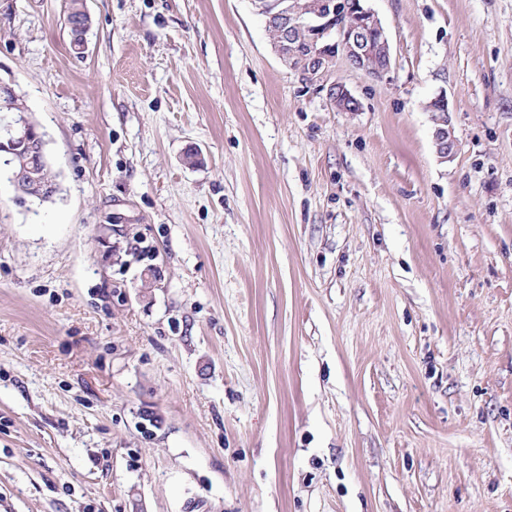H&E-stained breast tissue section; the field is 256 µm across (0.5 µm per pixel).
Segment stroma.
Masks as SVG:
<instances>
[{
    "instance_id": "1",
    "label": "stroma",
    "mask_w": 512,
    "mask_h": 512,
    "mask_svg": "<svg viewBox=\"0 0 512 512\" xmlns=\"http://www.w3.org/2000/svg\"><path fill=\"white\" fill-rule=\"evenodd\" d=\"M68 5L0 0L61 187L0 175V512H512V0L321 85L252 0ZM329 97L336 106V109L341 112L359 111V101L342 83H333L330 85ZM434 123V144L437 155L448 161L454 157L456 140L448 121V101L443 95L430 100L426 106Z\"/></svg>"
}]
</instances>
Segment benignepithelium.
I'll list each match as a JSON object with an SVG mask.
<instances>
[{
	"label": "benign epithelium",
	"mask_w": 512,
	"mask_h": 512,
	"mask_svg": "<svg viewBox=\"0 0 512 512\" xmlns=\"http://www.w3.org/2000/svg\"><path fill=\"white\" fill-rule=\"evenodd\" d=\"M257 11L277 29L274 51L287 66L300 71L305 80L321 82L333 58L341 54L350 66L377 80H387L393 61L389 38L377 14L366 0H254ZM329 97L341 112H357V98L342 83H333ZM13 88L0 81V110L16 111L14 124L0 134V158L11 166L10 182L19 198L34 195L48 199L54 188L38 193L30 187L33 167L30 155L45 158V140L30 121L28 109L17 104ZM434 123V144L444 161L454 157L456 140L448 121V101L438 95L427 104Z\"/></svg>",
	"instance_id": "1"
}]
</instances>
